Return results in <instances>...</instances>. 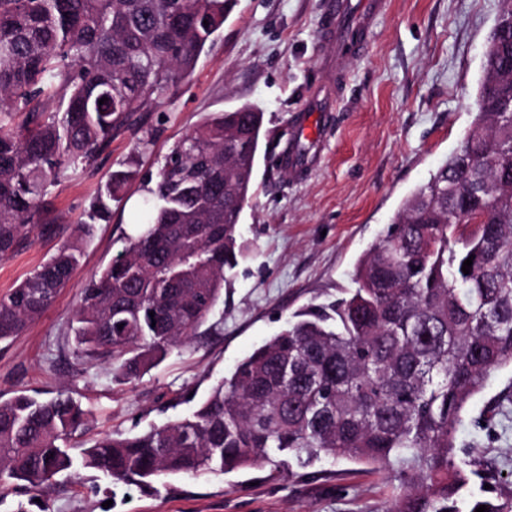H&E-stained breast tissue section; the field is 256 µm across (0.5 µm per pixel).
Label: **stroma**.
<instances>
[{
  "mask_svg": "<svg viewBox=\"0 0 512 512\" xmlns=\"http://www.w3.org/2000/svg\"><path fill=\"white\" fill-rule=\"evenodd\" d=\"M369 42L343 61L347 80L316 165L295 179L280 165L292 118L335 57L319 36L323 0H237L202 54L192 79L148 112L150 151L135 155L133 136L113 141L94 167L54 188L52 232L36 234L0 259V295L79 240L98 188L119 163L136 159L156 172L172 144L208 112L248 102L264 114L254 193L238 226L245 247L210 324L193 341L132 381L108 364H77L69 323L83 283L109 264L131 232L128 186L109 222L94 225L81 266L41 319L0 344V400L15 393L69 391L89 412L77 443L113 432L135 434L189 414L236 362L309 303L343 296L359 257L392 224L404 200L456 151L476 112L487 39L498 0H386ZM478 451L502 471L476 499L512 498V366L499 370L469 403L458 427L457 459ZM393 473L350 461H318L293 472L272 466L197 477L166 476L151 486L115 485L77 469L54 477L47 505L20 483L0 481V512H387Z\"/></svg>",
  "mask_w": 512,
  "mask_h": 512,
  "instance_id": "obj_1",
  "label": "stroma"
}]
</instances>
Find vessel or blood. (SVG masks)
Segmentation results:
<instances>
[{
	"instance_id": "1",
	"label": "vessel or blood",
	"mask_w": 512,
	"mask_h": 512,
	"mask_svg": "<svg viewBox=\"0 0 512 512\" xmlns=\"http://www.w3.org/2000/svg\"><path fill=\"white\" fill-rule=\"evenodd\" d=\"M386 0H363L358 14H351L349 0H325L323 36L336 40L338 55L361 50L375 19L384 11ZM333 94L328 86L314 89L309 105L301 108L293 121V135L303 142H314L329 127Z\"/></svg>"
}]
</instances>
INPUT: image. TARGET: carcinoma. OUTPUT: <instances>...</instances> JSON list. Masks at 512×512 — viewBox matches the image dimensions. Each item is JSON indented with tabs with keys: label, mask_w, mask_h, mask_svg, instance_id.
Returning a JSON list of instances; mask_svg holds the SVG:
<instances>
[{
	"label": "carcinoma",
	"mask_w": 512,
	"mask_h": 512,
	"mask_svg": "<svg viewBox=\"0 0 512 512\" xmlns=\"http://www.w3.org/2000/svg\"><path fill=\"white\" fill-rule=\"evenodd\" d=\"M236 3L0 0L1 259L51 230L52 188L190 80ZM477 107L460 147L360 258L356 288L289 316L189 416L106 434L77 457L69 442L89 414L67 392L0 400V481L38 497L77 465L146 487L326 457L394 470L388 512H462L471 477L497 475L456 460L462 414L512 365V36L486 50ZM263 120L247 103L211 112L146 175L135 233L81 288L77 360L132 380L208 321L242 258ZM137 175L113 170L81 226L109 220ZM81 255L64 245L0 296V342L42 317Z\"/></svg>",
	"instance_id": "carcinoma-1"
}]
</instances>
